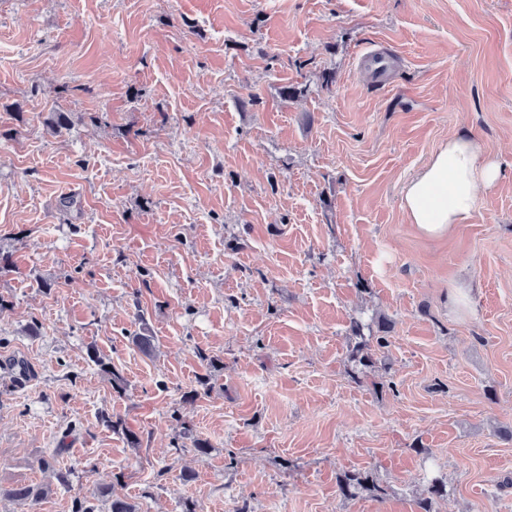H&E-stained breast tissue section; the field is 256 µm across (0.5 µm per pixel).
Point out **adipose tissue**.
<instances>
[{
  "label": "adipose tissue",
  "instance_id": "obj_1",
  "mask_svg": "<svg viewBox=\"0 0 512 512\" xmlns=\"http://www.w3.org/2000/svg\"><path fill=\"white\" fill-rule=\"evenodd\" d=\"M499 177V165L480 140L455 136L405 185L401 206L420 233L443 235L471 220L477 187L492 186Z\"/></svg>",
  "mask_w": 512,
  "mask_h": 512
}]
</instances>
